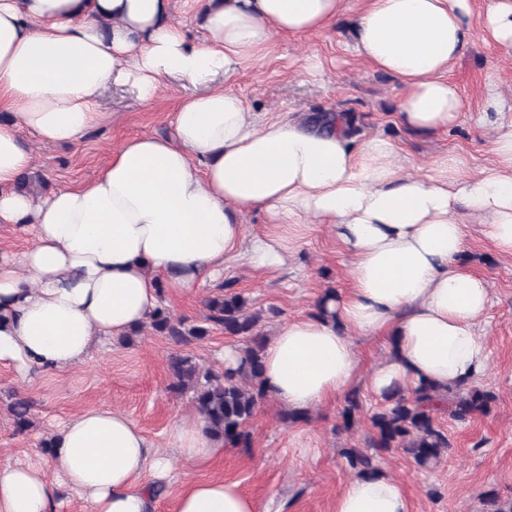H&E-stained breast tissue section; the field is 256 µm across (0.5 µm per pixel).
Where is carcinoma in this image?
Listing matches in <instances>:
<instances>
[{
    "label": "carcinoma",
    "mask_w": 512,
    "mask_h": 512,
    "mask_svg": "<svg viewBox=\"0 0 512 512\" xmlns=\"http://www.w3.org/2000/svg\"><path fill=\"white\" fill-rule=\"evenodd\" d=\"M208 314L201 325H188L169 310L159 307L149 321L125 337L145 330L167 337L178 346H187L209 335L211 326L242 339L240 364L234 371L206 368L193 357H171L167 390L172 394L191 395L194 408L217 440L232 446L246 443L245 425L253 416L262 388V358L267 338L261 333V316L246 309L238 295L215 293L206 299ZM496 395L475 387L448 389L444 392L421 385L412 392L395 390L384 396L385 405L371 417L373 434L363 446L344 449L350 469L358 477L379 471V460L386 453L403 451L421 468L436 467L451 448L448 434L437 423L440 412L457 422H466L475 414L487 415Z\"/></svg>",
    "instance_id": "1"
}]
</instances>
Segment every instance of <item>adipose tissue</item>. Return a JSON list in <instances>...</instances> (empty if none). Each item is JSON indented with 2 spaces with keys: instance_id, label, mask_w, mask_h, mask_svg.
Returning a JSON list of instances; mask_svg holds the SVG:
<instances>
[{
  "instance_id": "adipose-tissue-1",
  "label": "adipose tissue",
  "mask_w": 512,
  "mask_h": 512,
  "mask_svg": "<svg viewBox=\"0 0 512 512\" xmlns=\"http://www.w3.org/2000/svg\"><path fill=\"white\" fill-rule=\"evenodd\" d=\"M348 0H193L204 39L191 42L172 0H0V224L31 231L16 254L0 245V364L19 377L86 360L160 305V287L189 292L244 258L284 266L294 233L330 225L351 256L353 286L327 315L279 325L263 355V387L291 410L318 407L351 384L353 339L385 336L391 352L369 377L383 396L420 384L470 385L488 370L479 329L484 281L461 266L476 219L512 257V101L489 91L476 122L492 132L491 164L463 174L437 158L407 172L396 144L358 142L339 115L270 120L226 87L184 98L167 136L138 135L76 187L17 189L33 165L18 132L69 143L106 120L100 96L132 82L142 100L164 81L196 82L246 68L288 34L320 32ZM355 50L402 85L397 118L418 133L448 131L464 109L448 80L475 38L512 58V0H359ZM260 211L267 233L244 237ZM224 452L201 417L180 418L159 449L123 411L96 407L51 435L54 471L37 460L0 466V512H62L67 497L91 512H155L173 490L174 512H256L237 483L180 478ZM334 512H409L385 473L350 480Z\"/></svg>"
}]
</instances>
